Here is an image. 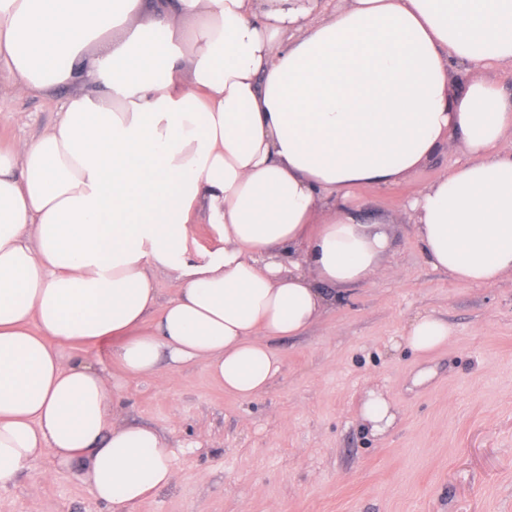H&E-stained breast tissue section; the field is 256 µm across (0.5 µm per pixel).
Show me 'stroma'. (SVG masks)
<instances>
[{
  "label": "stroma",
  "instance_id": "35a3bbf8",
  "mask_svg": "<svg viewBox=\"0 0 512 512\" xmlns=\"http://www.w3.org/2000/svg\"><path fill=\"white\" fill-rule=\"evenodd\" d=\"M66 90L0 93V144L54 122ZM26 124L15 121L16 114ZM467 158L459 140L392 187L357 195L392 238L390 276L355 285L304 334L273 345L281 371L250 401L225 393L198 363L129 380L119 421L174 449L171 489L134 512H512V275L489 286L428 263L409 201ZM453 329L428 353L401 337L417 314ZM395 415L383 434L359 416L369 393ZM0 512H109L80 466L43 458L0 490Z\"/></svg>",
  "mask_w": 512,
  "mask_h": 512
}]
</instances>
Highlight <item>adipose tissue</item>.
Segmentation results:
<instances>
[{"instance_id":"1","label":"adipose tissue","mask_w":512,"mask_h":512,"mask_svg":"<svg viewBox=\"0 0 512 512\" xmlns=\"http://www.w3.org/2000/svg\"><path fill=\"white\" fill-rule=\"evenodd\" d=\"M512 0H0V86L70 94L0 147V489L45 455L111 512L174 483L156 431L115 422L126 374L204 363L251 400L271 341L388 273L353 197L462 138L465 162L409 203L428 263L512 274ZM210 224L215 249L192 250ZM175 272L161 299L156 273ZM452 329L413 318L427 353Z\"/></svg>"}]
</instances>
